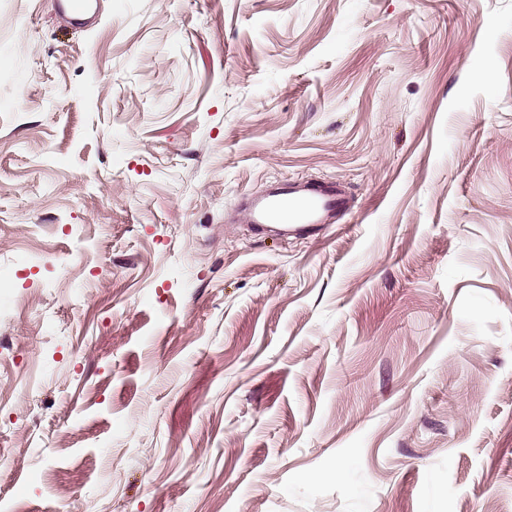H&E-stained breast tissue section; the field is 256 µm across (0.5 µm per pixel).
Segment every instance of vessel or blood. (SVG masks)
<instances>
[{
  "label": "vessel or blood",
  "instance_id": "obj_1",
  "mask_svg": "<svg viewBox=\"0 0 512 512\" xmlns=\"http://www.w3.org/2000/svg\"><path fill=\"white\" fill-rule=\"evenodd\" d=\"M348 209L349 198L339 183L277 181L252 198L245 217L252 224L275 226L288 237L339 223Z\"/></svg>",
  "mask_w": 512,
  "mask_h": 512
}]
</instances>
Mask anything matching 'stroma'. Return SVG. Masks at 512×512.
Returning <instances> with one entry per match:
<instances>
[{"label": "stroma", "mask_w": 512, "mask_h": 512, "mask_svg": "<svg viewBox=\"0 0 512 512\" xmlns=\"http://www.w3.org/2000/svg\"><path fill=\"white\" fill-rule=\"evenodd\" d=\"M94 2L0 0V497L512 512V0ZM349 207V198L339 183L277 181L252 198L245 217L251 224L276 226L288 237L339 224Z\"/></svg>", "instance_id": "1"}]
</instances>
